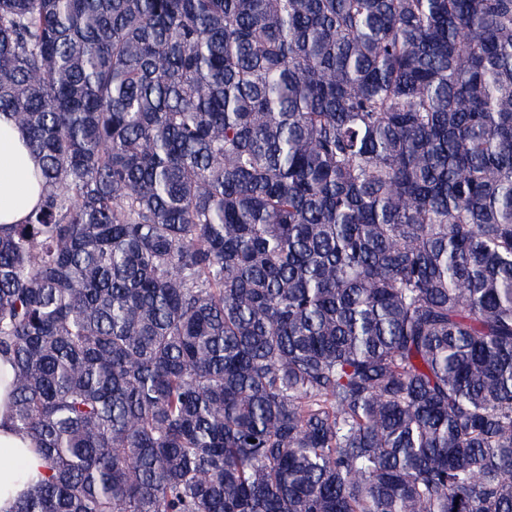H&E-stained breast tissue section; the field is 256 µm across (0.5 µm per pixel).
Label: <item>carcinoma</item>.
Masks as SVG:
<instances>
[{"mask_svg": "<svg viewBox=\"0 0 512 512\" xmlns=\"http://www.w3.org/2000/svg\"><path fill=\"white\" fill-rule=\"evenodd\" d=\"M10 512H512V0H0ZM38 159L25 134L6 113L0 114V224H18L39 201L33 178ZM12 367L0 357V510L25 495L38 476L44 474L45 462L29 441L20 439L11 427Z\"/></svg>", "mask_w": 512, "mask_h": 512, "instance_id": "cac0c4a2", "label": "carcinoma"}]
</instances>
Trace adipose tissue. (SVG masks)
Wrapping results in <instances>:
<instances>
[{
	"mask_svg": "<svg viewBox=\"0 0 512 512\" xmlns=\"http://www.w3.org/2000/svg\"><path fill=\"white\" fill-rule=\"evenodd\" d=\"M37 158L26 137L9 115L0 114V224L20 223L39 201L40 189L33 178ZM12 367L0 357V512L25 495L42 475L45 462L30 442L11 427Z\"/></svg>",
	"mask_w": 512,
	"mask_h": 512,
	"instance_id": "obj_1",
	"label": "adipose tissue"
}]
</instances>
